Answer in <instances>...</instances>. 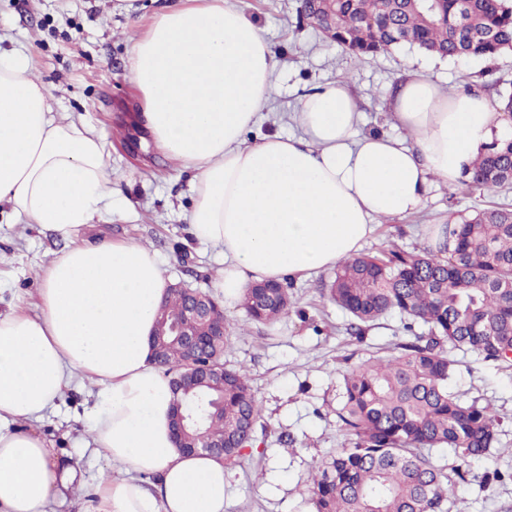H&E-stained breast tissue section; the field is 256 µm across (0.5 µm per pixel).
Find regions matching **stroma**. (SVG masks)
Listing matches in <instances>:
<instances>
[{
	"label": "stroma",
	"instance_id": "35a3bbf8",
	"mask_svg": "<svg viewBox=\"0 0 512 512\" xmlns=\"http://www.w3.org/2000/svg\"><path fill=\"white\" fill-rule=\"evenodd\" d=\"M140 2L142 10L132 18L118 9V0H0V52L18 49L29 55L54 111L82 119L105 138L116 189L114 212L111 220L87 225L83 237L137 240L157 253L174 282L208 292L223 257L211 245L189 239V179L179 176L177 163L153 147L150 131L136 121L141 99L131 82L129 50L158 9L156 0ZM239 5L282 63L278 90L248 134L251 142L268 132L295 133L289 114L299 97L339 77L350 82L358 98V133L401 139L407 133L394 121L390 101L409 69L447 91H473L491 103L512 92V52L492 60L439 59L405 46L357 58L300 18V0H239ZM502 205L512 207V188L480 192L434 183L419 212L377 224L362 252L376 255L391 244L423 249L433 225ZM64 245L57 235L0 213L1 313L17 303L35 309L37 273ZM330 277L325 271L287 281L294 306L270 325L249 322L238 306L224 311L232 336L224 363L246 371L262 405L253 447L227 469L225 512H313L311 467L346 441L336 418L343 371L389 354L409 337L395 314L376 321L363 339L350 335L344 312L322 294ZM449 355L458 362L452 391L462 400L491 405L501 418L492 457L472 463L457 481L456 506L459 512H512V370L469 351L453 349ZM96 398L90 384L67 391L37 425L57 465L77 471L80 479L55 512H79L106 466L88 435ZM494 469L502 471V480L485 481V473Z\"/></svg>",
	"mask_w": 512,
	"mask_h": 512
}]
</instances>
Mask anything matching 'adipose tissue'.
I'll return each instance as SVG.
<instances>
[{
  "label": "adipose tissue",
  "instance_id": "1",
  "mask_svg": "<svg viewBox=\"0 0 512 512\" xmlns=\"http://www.w3.org/2000/svg\"><path fill=\"white\" fill-rule=\"evenodd\" d=\"M280 68L236 0H161L130 48L142 120L192 180L188 234L224 255L213 286L228 306L254 282L336 269L375 224L418 212L433 182L456 185L503 129L482 96L413 72L392 100L411 143L356 135L343 79L300 97L296 134L247 142ZM107 155L99 132L52 110L27 55L0 54V211L69 240L40 270L38 314L0 313V512H53L73 489L35 425L85 381L111 466L82 512H224V461L173 443L175 397L151 346L171 287L156 252L80 237L112 212Z\"/></svg>",
  "mask_w": 512,
  "mask_h": 512
}]
</instances>
